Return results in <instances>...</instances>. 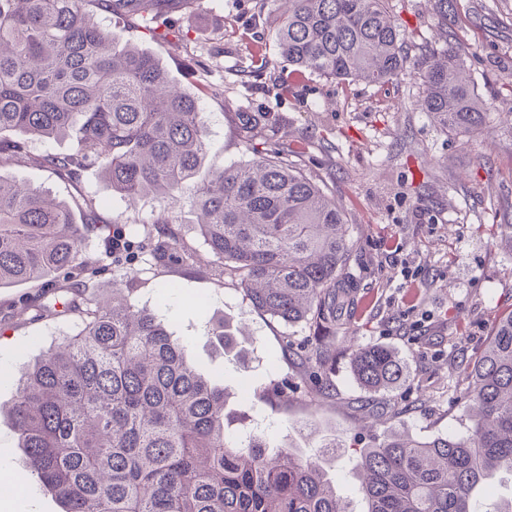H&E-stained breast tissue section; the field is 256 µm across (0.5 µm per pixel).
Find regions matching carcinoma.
<instances>
[{
	"mask_svg": "<svg viewBox=\"0 0 512 512\" xmlns=\"http://www.w3.org/2000/svg\"><path fill=\"white\" fill-rule=\"evenodd\" d=\"M165 0H0V165L28 156V140L68 137L69 154L38 163L74 177L96 168L112 190L178 203L206 153L196 96L173 84L160 59L119 45L97 21L136 18L150 32ZM278 5V54L297 74L386 85L419 81L418 106L445 131L471 136L487 112L464 66L468 47L425 46L413 57L390 0H270ZM448 27L451 0H433ZM242 144L257 157L201 178L195 227L224 260L221 275L250 304L311 331L296 351L323 390L336 359V317L353 286L343 208L291 160L286 146L256 139L282 126L276 112L236 113ZM85 222L48 191L0 175V288L46 281L39 319H72L19 379L9 409L27 474L62 512H355L317 461L271 450L252 432L224 438V386L190 360L154 312L130 301L137 277L113 281L112 299L87 295L85 237L101 227L95 202ZM211 335L230 349L225 323ZM357 380L396 387L405 366L381 345L351 349ZM458 397L471 425L428 441L395 433L356 449L362 512H512V499L483 504L476 491L512 472V308L491 321L482 354L464 364Z\"/></svg>",
	"mask_w": 512,
	"mask_h": 512,
	"instance_id": "carcinoma-1",
	"label": "carcinoma"
}]
</instances>
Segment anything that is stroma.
I'll use <instances>...</instances> for the list:
<instances>
[{"mask_svg": "<svg viewBox=\"0 0 512 512\" xmlns=\"http://www.w3.org/2000/svg\"><path fill=\"white\" fill-rule=\"evenodd\" d=\"M416 42L435 48L447 41L468 45L472 77L490 102L485 129L470 140L441 131L416 106L418 85L404 77L385 86L332 83L294 74L280 61L264 69L255 55L275 54V23L269 0H170L166 38L152 37L136 22L107 26L122 43L155 53L171 79L200 97L207 150L202 171L246 160L236 114L279 113L282 129L268 133L297 151L301 168L321 179L345 209L356 249L349 271L357 294L336 333L337 343L385 345L404 360L408 377L397 389L367 391L355 381L347 356H339L323 399L311 402L302 363L288 345L306 344L307 326H288L254 309L237 280L214 273L219 260L194 229L192 190L180 204L158 196L128 200L106 184L97 169L68 179L37 162L71 152L67 138L29 145L31 159L0 167V174L48 190L78 204L94 199L111 233L138 241L159 215L171 221L172 247L193 248L199 260L177 265L135 252L128 266L140 282L131 300L153 310L174 336L188 343L200 370L222 384L233 413L226 430L242 425L269 447L294 444L305 456L323 457L322 435L342 443L324 465L337 492L364 504L355 478L354 449L366 448L395 430L427 440L465 431L457 401L467 382L455 364L485 347L495 312L512 306V0H455V14L440 28L429 0H391ZM110 233V235H111ZM110 235L90 234L83 257L101 267L97 294L112 293ZM45 283L0 288V402H10L21 372L50 344L72 333L61 319L38 320L25 310ZM247 325L251 342L238 359L225 356L209 334L213 320ZM467 338L452 346L456 330ZM288 382V398L269 405L257 393L271 381Z\"/></svg>", "mask_w": 512, "mask_h": 512, "instance_id": "1", "label": "stroma"}]
</instances>
